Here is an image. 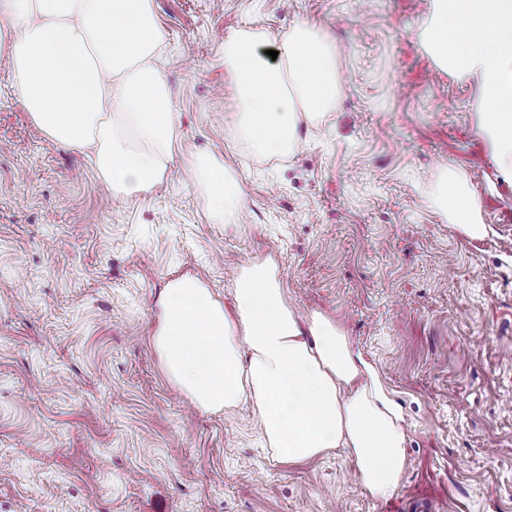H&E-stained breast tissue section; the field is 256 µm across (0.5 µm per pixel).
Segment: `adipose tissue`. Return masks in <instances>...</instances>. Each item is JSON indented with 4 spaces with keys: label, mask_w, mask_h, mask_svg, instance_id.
<instances>
[{
    "label": "adipose tissue",
    "mask_w": 512,
    "mask_h": 512,
    "mask_svg": "<svg viewBox=\"0 0 512 512\" xmlns=\"http://www.w3.org/2000/svg\"><path fill=\"white\" fill-rule=\"evenodd\" d=\"M418 38L439 70L476 83L481 130L512 176V0H430ZM164 42L154 0H0V56L15 97L49 139L92 153L100 180L125 198L159 185L173 159V102L153 64ZM224 67L237 137L260 154L294 152L301 119L336 108V47L308 23L280 37L232 32ZM190 165L212 213L240 203L222 158L195 156ZM440 204L470 235L483 234L459 174L444 178ZM234 293L229 315L198 281L168 283L151 338L167 377L205 411L251 401L284 464L352 449L363 486L390 496L404 472L405 435L378 369L333 322L316 315L301 325L275 267L243 266Z\"/></svg>",
    "instance_id": "1"
}]
</instances>
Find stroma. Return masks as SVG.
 I'll list each match as a JSON object with an SVG mask.
<instances>
[{
	"instance_id": "1",
	"label": "stroma",
	"mask_w": 512,
	"mask_h": 512,
	"mask_svg": "<svg viewBox=\"0 0 512 512\" xmlns=\"http://www.w3.org/2000/svg\"><path fill=\"white\" fill-rule=\"evenodd\" d=\"M429 0H155L177 143L142 198L48 139L0 57V512H512V178L479 126L474 83L437 69L416 32ZM323 29L335 112L300 148L235 137L224 38ZM222 157L242 208L209 214L188 168ZM462 175L485 231L436 204ZM276 265L299 319L334 321L401 408L405 469L372 496L346 448L280 463L248 405L212 413L150 344L157 297L191 277L225 309L237 271Z\"/></svg>"
}]
</instances>
